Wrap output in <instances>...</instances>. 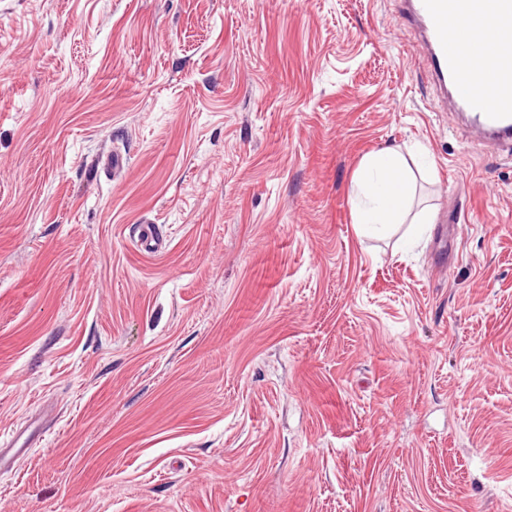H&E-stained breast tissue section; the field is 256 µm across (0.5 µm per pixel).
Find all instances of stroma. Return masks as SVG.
Masks as SVG:
<instances>
[{
    "instance_id": "35a3bbf8",
    "label": "stroma",
    "mask_w": 512,
    "mask_h": 512,
    "mask_svg": "<svg viewBox=\"0 0 512 512\" xmlns=\"http://www.w3.org/2000/svg\"><path fill=\"white\" fill-rule=\"evenodd\" d=\"M420 55L397 0H0V512H512V156ZM385 148L435 219L364 235Z\"/></svg>"
}]
</instances>
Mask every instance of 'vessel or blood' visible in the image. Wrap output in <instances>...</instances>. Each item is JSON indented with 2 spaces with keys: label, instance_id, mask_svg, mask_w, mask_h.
<instances>
[{
  "label": "vessel or blood",
  "instance_id": "vessel-or-blood-1",
  "mask_svg": "<svg viewBox=\"0 0 512 512\" xmlns=\"http://www.w3.org/2000/svg\"><path fill=\"white\" fill-rule=\"evenodd\" d=\"M459 0H399L403 25L420 44L446 111L467 120L471 138L512 148V100L488 96L483 83L512 88V40L503 39L494 64L464 71L460 44L478 48L479 41L464 35L462 42L448 37V21Z\"/></svg>",
  "mask_w": 512,
  "mask_h": 512
}]
</instances>
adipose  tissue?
I'll list each match as a JSON object with an SVG mask.
<instances>
[{"mask_svg":"<svg viewBox=\"0 0 512 512\" xmlns=\"http://www.w3.org/2000/svg\"><path fill=\"white\" fill-rule=\"evenodd\" d=\"M479 36L483 52L479 62L489 64L494 58L495 47L505 36L512 34V22L487 13L473 15L460 12L450 19L448 32L458 36L461 30ZM463 68H471L476 60L468 50L460 52ZM410 172L399 150L383 149L365 155L353 175V222L360 233L406 223L410 213Z\"/></svg>","mask_w":512,"mask_h":512,"instance_id":"obj_1","label":"adipose tissue"}]
</instances>
